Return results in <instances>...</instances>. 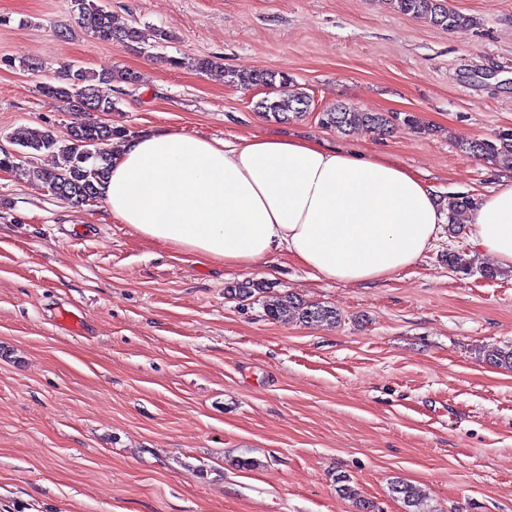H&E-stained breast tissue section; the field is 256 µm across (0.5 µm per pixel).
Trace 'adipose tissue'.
<instances>
[{
	"label": "adipose tissue",
	"mask_w": 512,
	"mask_h": 512,
	"mask_svg": "<svg viewBox=\"0 0 512 512\" xmlns=\"http://www.w3.org/2000/svg\"><path fill=\"white\" fill-rule=\"evenodd\" d=\"M102 198L140 238L225 266L294 259L316 279L393 278L441 239L446 216L409 168L313 139L147 132L112 154ZM472 248L512 269V178L480 194Z\"/></svg>",
	"instance_id": "adipose-tissue-1"
}]
</instances>
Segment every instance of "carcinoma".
<instances>
[{
    "label": "carcinoma",
    "mask_w": 512,
    "mask_h": 512,
    "mask_svg": "<svg viewBox=\"0 0 512 512\" xmlns=\"http://www.w3.org/2000/svg\"><path fill=\"white\" fill-rule=\"evenodd\" d=\"M78 10L80 23L97 38L127 46L145 41L142 30L134 26H120L112 13L94 0H73ZM389 7L402 14L411 15L445 31L453 32L460 28L472 27L476 21L448 6V0H387ZM194 66L205 73H216L228 82L244 87H265L269 92L256 103L257 112L278 121L300 118L311 108L312 100L301 91L297 83L286 72L264 69L249 71H226L224 65L212 58H196ZM137 76L129 70L93 72L82 66L71 65L60 73L54 83L40 86V93L47 99L63 101L72 111L82 112L89 119L72 127L69 138L58 139L52 130L39 127H25L14 136L15 144L25 155L47 151L54 155L52 168L33 166L26 169L25 175L33 181L44 184L60 200L71 204L94 202L101 198L100 187L109 178L112 139L125 136V131L114 130L112 125L96 118V115L111 112L115 102L101 94L103 84H133ZM402 122L415 130H422L418 117L410 112L399 117L390 113L366 112L347 105L344 111H336L330 106L319 113L322 125L339 132L359 127H367L381 135L390 133L393 121ZM461 150L476 155L487 156L504 168L512 169V131L502 132L494 139H476L461 144ZM472 199L469 195H453L448 198V222L450 229L461 228L460 217L469 211ZM448 267L465 274L477 272L482 277L494 279L499 271L490 267H476L474 260L460 252L448 254ZM266 285L252 282L226 289V294L241 301L250 299L255 293H263ZM265 315L276 322L334 324L338 321L335 309L319 303H308L291 293L263 301ZM485 363L512 370V345L492 346L478 352ZM390 491L401 500L406 512H425L423 502L416 496L412 487L404 482L391 484Z\"/></svg>",
    "instance_id": "obj_1"
}]
</instances>
